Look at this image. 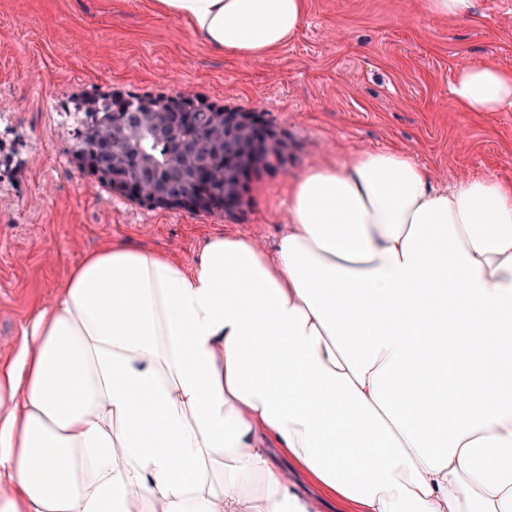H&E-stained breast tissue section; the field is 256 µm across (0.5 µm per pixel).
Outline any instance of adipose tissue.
I'll return each mask as SVG.
<instances>
[{
    "label": "adipose tissue",
    "instance_id": "ef3b65f1",
    "mask_svg": "<svg viewBox=\"0 0 512 512\" xmlns=\"http://www.w3.org/2000/svg\"><path fill=\"white\" fill-rule=\"evenodd\" d=\"M263 59L305 0H152ZM467 112L512 71L457 70ZM512 182L436 186L411 155L304 170L275 252L215 234L192 265L109 243L0 363V512H512ZM65 471L67 484L53 478Z\"/></svg>",
    "mask_w": 512,
    "mask_h": 512
}]
</instances>
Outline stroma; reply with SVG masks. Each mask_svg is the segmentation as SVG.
<instances>
[{"label": "stroma", "mask_w": 512, "mask_h": 512, "mask_svg": "<svg viewBox=\"0 0 512 512\" xmlns=\"http://www.w3.org/2000/svg\"><path fill=\"white\" fill-rule=\"evenodd\" d=\"M512 69V0H473L461 20L420 0H306L297 36L243 62L201 43L148 0H0V362L70 268L109 240L192 264L209 236L275 249L288 187L309 166L396 148L445 185L512 181V112L456 109L458 68ZM113 90L193 91L287 134V163L261 173L233 214L154 209L117 196L71 161L73 100Z\"/></svg>", "instance_id": "stroma-1"}]
</instances>
